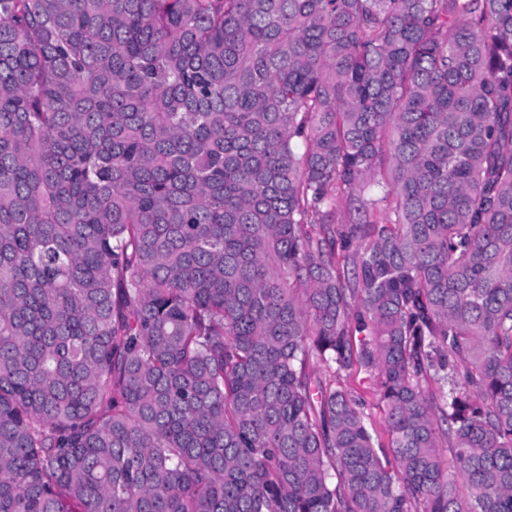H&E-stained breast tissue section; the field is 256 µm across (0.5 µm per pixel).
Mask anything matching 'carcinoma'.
<instances>
[{
    "instance_id": "carcinoma-1",
    "label": "carcinoma",
    "mask_w": 512,
    "mask_h": 512,
    "mask_svg": "<svg viewBox=\"0 0 512 512\" xmlns=\"http://www.w3.org/2000/svg\"><path fill=\"white\" fill-rule=\"evenodd\" d=\"M0 512H512V0H0ZM352 393L361 395L367 401L368 412H372L377 424L381 419V413L374 405L376 403L374 391L370 382L365 379V375H353L347 382Z\"/></svg>"
}]
</instances>
